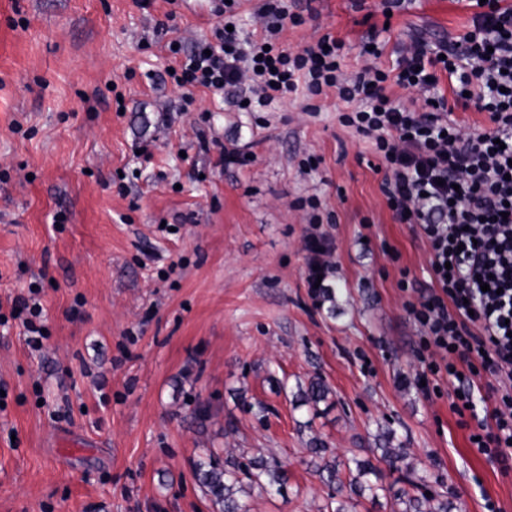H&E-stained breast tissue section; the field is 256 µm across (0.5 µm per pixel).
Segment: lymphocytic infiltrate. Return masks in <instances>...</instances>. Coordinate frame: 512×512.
Listing matches in <instances>:
<instances>
[{
  "mask_svg": "<svg viewBox=\"0 0 512 512\" xmlns=\"http://www.w3.org/2000/svg\"><path fill=\"white\" fill-rule=\"evenodd\" d=\"M468 5L463 33L433 42L412 34V51L399 52L392 67L350 77L333 35L299 51L282 47V32L302 24L310 0H257L256 34L237 27L239 0H211L223 27L193 49L172 50L170 78L185 103L196 89H232L251 112L298 92L335 90L343 122L387 163L382 191L394 221L412 225L429 247L431 285L408 306L428 370H459L456 411L475 421L477 451L500 460L512 447V0ZM394 86L427 97L408 104L391 94ZM451 101L485 113L488 128L461 135L448 117ZM483 374L497 397L491 408L475 397Z\"/></svg>",
  "mask_w": 512,
  "mask_h": 512,
  "instance_id": "f902f5d3",
  "label": "lymphocytic infiltrate"
}]
</instances>
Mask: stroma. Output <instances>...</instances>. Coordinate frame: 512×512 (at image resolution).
Here are the masks:
<instances>
[{
  "mask_svg": "<svg viewBox=\"0 0 512 512\" xmlns=\"http://www.w3.org/2000/svg\"><path fill=\"white\" fill-rule=\"evenodd\" d=\"M313 6L288 49L329 33L347 73L390 61L392 46L362 51L385 0ZM170 13L188 48L220 23L169 0H0V512H217L192 473L208 448L287 463L282 491L242 492L250 512H322L308 441L347 459L387 428L457 512H512V472L472 448L454 384L420 387L405 303L430 282L428 246L393 220L379 155L332 91L312 113L291 97L240 112L229 91L183 109L156 32ZM469 15L463 0H405L393 36ZM313 231L333 246L332 315L308 286ZM32 286L39 351L12 309ZM317 376L327 401L296 406Z\"/></svg>",
  "mask_w": 512,
  "mask_h": 512,
  "instance_id": "1",
  "label": "stroma"
}]
</instances>
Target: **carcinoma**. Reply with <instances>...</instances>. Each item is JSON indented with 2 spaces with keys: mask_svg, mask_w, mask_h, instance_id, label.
Here are the masks:
<instances>
[{
  "mask_svg": "<svg viewBox=\"0 0 512 512\" xmlns=\"http://www.w3.org/2000/svg\"><path fill=\"white\" fill-rule=\"evenodd\" d=\"M329 393V387L321 379L314 378L306 388L299 390L296 402L316 406L325 401ZM393 437L391 430L383 432L386 446L370 449V453L378 454L376 459L353 456L345 461L314 437L308 448V464L324 484L336 488L338 493L347 486L353 495L366 498L374 504L384 498L394 505H400V512H453L456 505L448 499V494H428L423 491L430 482V475L416 471L413 464L407 462L406 449L389 446ZM376 460L392 468L405 470L411 489H396L392 484L383 485L381 469L374 464ZM342 466L348 471L349 480L346 483L340 478ZM242 474L250 480V487L258 489L261 494L267 493L284 484L285 464L264 458H251L246 464L233 457L223 460L211 449L194 463V476L198 485L212 504L219 507V512H249V505L239 497L242 492Z\"/></svg>",
  "mask_w": 512,
  "mask_h": 512,
  "instance_id": "carcinoma-1",
  "label": "carcinoma"
}]
</instances>
